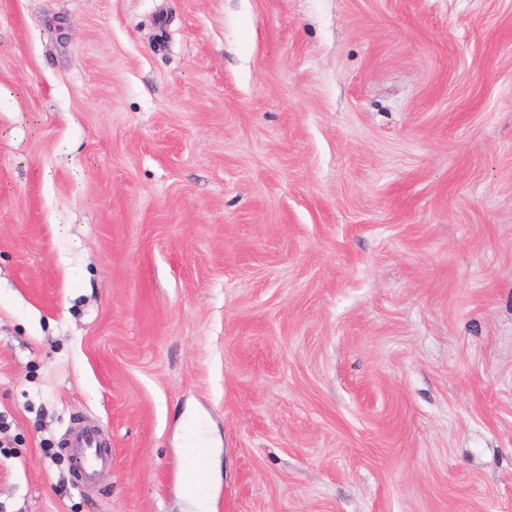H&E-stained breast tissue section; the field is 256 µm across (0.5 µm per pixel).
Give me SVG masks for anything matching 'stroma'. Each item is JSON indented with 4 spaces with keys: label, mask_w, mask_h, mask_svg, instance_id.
Returning <instances> with one entry per match:
<instances>
[{
    "label": "stroma",
    "mask_w": 512,
    "mask_h": 512,
    "mask_svg": "<svg viewBox=\"0 0 512 512\" xmlns=\"http://www.w3.org/2000/svg\"><path fill=\"white\" fill-rule=\"evenodd\" d=\"M193 418L210 512H512V0H0V512ZM68 448L74 469L90 477L101 466L111 464L112 457L100 436L92 430L77 433Z\"/></svg>",
    "instance_id": "stroma-1"
}]
</instances>
